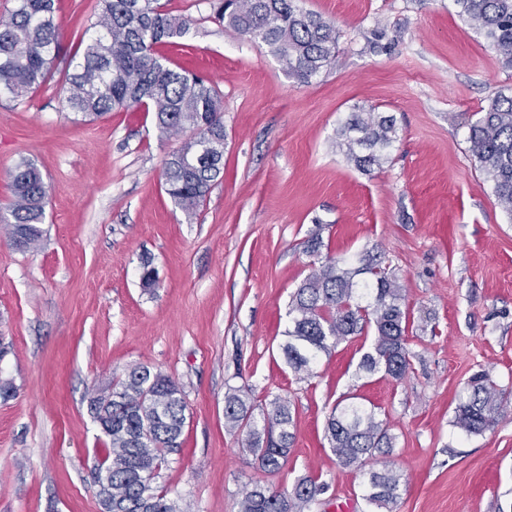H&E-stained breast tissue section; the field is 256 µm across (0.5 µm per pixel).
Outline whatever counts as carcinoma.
<instances>
[{"instance_id":"cac0c4a2","label":"carcinoma","mask_w":512,"mask_h":512,"mask_svg":"<svg viewBox=\"0 0 512 512\" xmlns=\"http://www.w3.org/2000/svg\"><path fill=\"white\" fill-rule=\"evenodd\" d=\"M461 16L477 24L512 69V0H455ZM216 14L236 34L284 62L288 77L305 83L335 58V23L306 11L296 0H219ZM97 35L84 43L62 74L59 105L88 121L115 109L143 108L155 114L164 136L190 133L165 163V191L192 216L207 200L224 160V102L215 84L170 66L159 45L185 36L188 20L170 15L159 0H102ZM62 31L55 0H16L0 20V97L32 98L55 73L62 51ZM336 146L365 173L382 167L387 148L397 139L393 119L375 112H352L336 133ZM469 151L493 183L505 212L512 214V94L499 93L469 125ZM13 200L0 223L23 249H35L42 238L47 193L39 169L21 160L11 174ZM368 302H362L363 298ZM411 313L397 278L382 262L368 258L359 267L327 256L291 295L288 328L280 349L295 374L309 375L322 354L367 330L371 348L358 370L379 372L398 382L412 366L407 347ZM507 397L481 371L467 381L454 409L451 426L467 435L492 429ZM187 404L179 385L148 366H136L125 377L96 393L89 411L105 426L108 439L97 483L112 488V512H177L165 493L153 486L167 456L178 451ZM224 421L247 438L249 451L265 472L287 461L295 439L290 403L276 398L263 425L236 392L224 400ZM325 437L336 462L359 471L366 460L389 454L395 436L375 410L350 402L337 404ZM400 478L383 468L369 473L367 502L392 512ZM327 485L305 475L291 489L277 491L255 484L240 502V512H308Z\"/></svg>"}]
</instances>
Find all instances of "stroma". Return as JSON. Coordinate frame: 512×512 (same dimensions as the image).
Masks as SVG:
<instances>
[{
  "mask_svg": "<svg viewBox=\"0 0 512 512\" xmlns=\"http://www.w3.org/2000/svg\"><path fill=\"white\" fill-rule=\"evenodd\" d=\"M187 19L173 65L224 100V170L195 217L161 177L182 137L153 113L95 121L59 107L58 79L32 99H0V207L23 158L48 205L37 248L0 228V512H102L95 473L107 439L89 399L144 365L184 392L180 452L155 480L179 512H239L254 482L288 489L319 476L310 512H377L369 471L400 477L394 512H512V411L467 435L450 421L469 377L489 373L512 398V217L469 151L468 125L512 90L489 40L454 0H298L336 25L332 64L299 83L280 61L224 27L215 0H161ZM98 0H59L62 58L87 39ZM394 118L397 139L366 174L336 145L349 113ZM322 254L384 256L413 315L412 369L399 383L358 376L366 333L320 356L299 378L279 346L291 293ZM156 285L143 287L144 267ZM240 391L262 421L288 399L295 441L276 473L258 469L245 436L224 425ZM375 409L396 438L387 460L341 468L325 439L343 396Z\"/></svg>",
  "mask_w": 512,
  "mask_h": 512,
  "instance_id": "obj_1",
  "label": "stroma"
}]
</instances>
